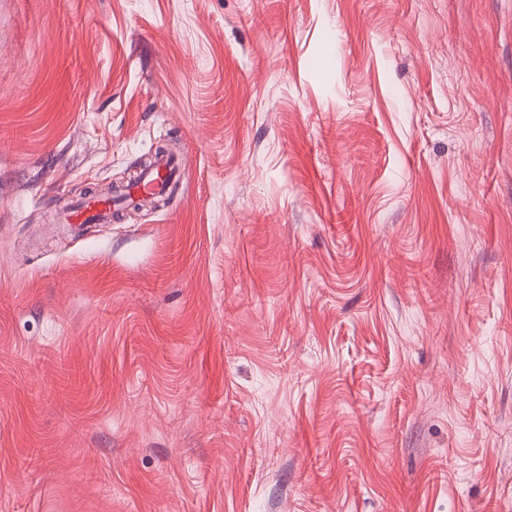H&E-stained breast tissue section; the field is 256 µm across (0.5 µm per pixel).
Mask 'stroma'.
<instances>
[{
    "mask_svg": "<svg viewBox=\"0 0 512 512\" xmlns=\"http://www.w3.org/2000/svg\"><path fill=\"white\" fill-rule=\"evenodd\" d=\"M0 512H512V0H0ZM172 164L169 160L168 156L164 157H156L152 162L150 167L146 168L142 173V169H140L138 173V179L132 183L130 188L128 189L131 194L132 199L137 197L142 188H152L155 192L161 193L164 190L165 184L164 182L159 181V173L161 170H166L168 173L172 172ZM66 224H84L89 220L108 221L112 218L109 196L86 197L78 204L66 203L63 208Z\"/></svg>",
    "mask_w": 512,
    "mask_h": 512,
    "instance_id": "stroma-1",
    "label": "stroma"
}]
</instances>
